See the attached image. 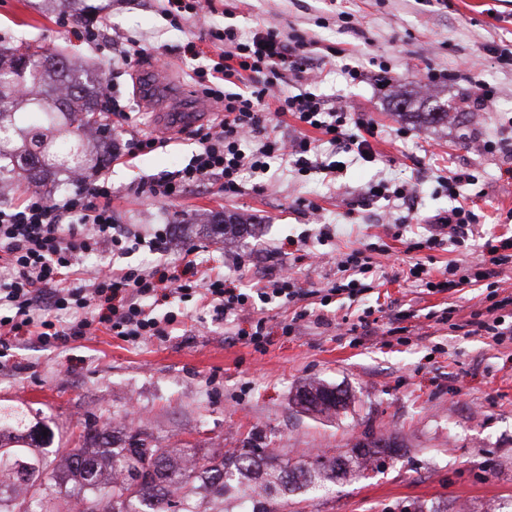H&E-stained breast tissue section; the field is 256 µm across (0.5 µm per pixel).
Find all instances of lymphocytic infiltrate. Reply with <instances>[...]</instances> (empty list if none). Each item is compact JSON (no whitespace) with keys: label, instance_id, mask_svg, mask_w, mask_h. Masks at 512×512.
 I'll list each match as a JSON object with an SVG mask.
<instances>
[{"label":"lymphocytic infiltrate","instance_id":"f902f5d3","mask_svg":"<svg viewBox=\"0 0 512 512\" xmlns=\"http://www.w3.org/2000/svg\"><path fill=\"white\" fill-rule=\"evenodd\" d=\"M207 36L218 54L209 65L196 67L194 75L204 99L223 101L224 117L216 126L198 131L199 150L187 166L149 183L153 198L169 202L185 188L205 180L214 181L225 197H235L244 189L245 175L267 174L275 164L298 174L315 169L325 174L338 172L337 162L327 163L321 157L324 143L335 153L374 161L372 142L383 132L372 119L362 113L331 110L322 97L310 92L286 95L279 90L284 74L297 75L304 70V36L287 43L275 32L266 31L244 39L231 27L210 28ZM228 83L234 84V91H225ZM269 97L277 101L278 112L291 115L301 126L300 135L292 142L273 135L272 113L264 104ZM476 180L466 168L438 177V185L455 205L440 218V233L427 237L424 247L445 241L460 247L473 235L480 217L466 199ZM167 239L164 229L155 230L148 238L115 224L112 183L100 172L58 197L34 191L22 203H0V269L7 271L6 277H0V307L11 310L10 315L0 316V359H8L15 342L45 348L101 329L132 342L165 336L177 316H157L150 303L158 291L157 269H99L73 288L64 287L63 281L89 255H123L143 245L158 249ZM374 250V244L364 243L339 254V276L320 289L321 300L370 292L372 280L378 277ZM183 259L189 276L175 285L174 294L183 299L199 297L214 319L243 311L255 299L295 306V320L306 316L298 305L310 292L292 277L259 280L244 292L228 287L222 272L203 270L194 248H186ZM510 268L512 236L489 246L486 257L475 263L449 267L448 278L434 280L419 262L410 264L403 277L421 283L430 294L485 284L488 304L472 312L468 324L473 333L500 345L512 341V294L500 295L494 281ZM59 311L72 313L73 321L59 324L55 317Z\"/></svg>","mask_w":512,"mask_h":512}]
</instances>
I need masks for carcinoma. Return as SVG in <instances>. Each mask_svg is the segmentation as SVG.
I'll return each mask as SVG.
<instances>
[{
  "label": "carcinoma",
  "instance_id": "obj_1",
  "mask_svg": "<svg viewBox=\"0 0 512 512\" xmlns=\"http://www.w3.org/2000/svg\"><path fill=\"white\" fill-rule=\"evenodd\" d=\"M72 58L58 49L23 51L0 46V182L24 172L41 184L53 172L106 165L112 127L103 116V98L75 74ZM309 399L304 411L336 414L348 396L317 381L300 386L294 402ZM96 443L55 458L38 452L53 444L55 432L22 405L0 403V512H54L55 495L70 493L80 512H276L272 503L302 487L318 489L346 480L368 463L380 467L395 452L376 442L338 457L295 463L255 445L197 458L195 448H148L141 433L120 442L104 439L91 424Z\"/></svg>",
  "mask_w": 512,
  "mask_h": 512
}]
</instances>
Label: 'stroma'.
Returning <instances> with one entry per match:
<instances>
[{
    "label": "stroma",
    "instance_id": "1",
    "mask_svg": "<svg viewBox=\"0 0 512 512\" xmlns=\"http://www.w3.org/2000/svg\"><path fill=\"white\" fill-rule=\"evenodd\" d=\"M215 10L171 24L163 0H74L107 21L114 43L145 47L140 63L78 40L58 26L59 0H0V46L65 47L71 58L90 64L102 89L125 105L130 119L112 137L139 130L160 146L133 161L110 160L115 223L145 234L166 228L167 251L143 247L112 256L115 266L164 267L180 273L183 250L224 271L233 286L247 287L237 268L273 277L291 266L298 284L321 288L336 280L337 253L374 242L381 284L364 299H308L310 315L283 333L293 308L255 303L217 321L198 300L171 298L156 311L184 315L178 329L162 338L126 342L106 332L46 350L18 345L13 362L0 367V401L21 404L50 417L63 444H84V426L96 423L149 435L158 448H238L247 438L277 455L305 459L336 456L359 443L384 440L395 454L380 468L320 492L288 498V512H512V342L495 344L450 326L484 308L485 289L465 287L429 294L398 278L409 261L441 276L449 264L466 265L488 242L512 236V159L480 154L478 139L495 135L497 119L512 113V65H501L496 49H512V0H214ZM242 34L272 29L281 37L305 33L308 60L302 77L281 87L312 91L330 106L349 104L371 117L385 133L375 143L376 159L347 164L335 178L324 173L249 176L242 193L227 199L216 186L187 188L158 204L144 182L183 168L198 148L196 132L217 123L224 106L202 102L194 81L195 61L183 47L212 46L211 27ZM360 67L353 82L345 65ZM388 68L393 80L380 86ZM496 90L492 104L474 106L479 83ZM432 87L458 117L441 127L399 113V98ZM199 111H185L190 99ZM475 169L470 186L479 234L464 247L443 244L412 251L429 235L436 214L451 205L436 177L449 168ZM414 185L411 212L369 196L380 176ZM316 203L319 214L308 205ZM242 214L252 227L232 242L205 225V217ZM408 216L406 226L395 220ZM339 226L320 239L318 223ZM402 312V330L386 318L374 337L354 342L349 327L367 307ZM265 320L264 351L238 340L236 332ZM315 379L350 396L345 411L326 418L293 404L297 388Z\"/></svg>",
    "mask_w": 512,
    "mask_h": 512
}]
</instances>
